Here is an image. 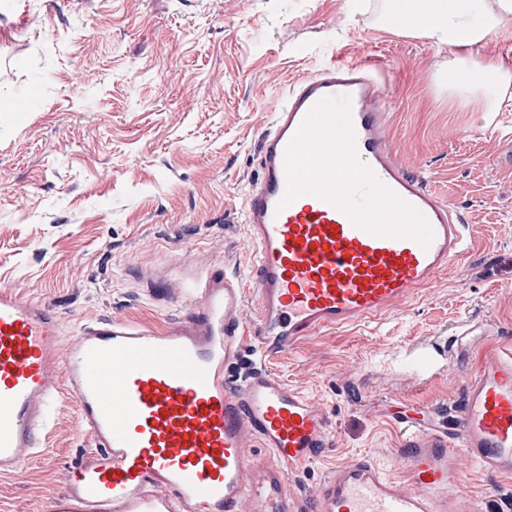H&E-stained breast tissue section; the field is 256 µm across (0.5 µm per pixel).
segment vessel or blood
Wrapping results in <instances>:
<instances>
[{"mask_svg": "<svg viewBox=\"0 0 512 512\" xmlns=\"http://www.w3.org/2000/svg\"><path fill=\"white\" fill-rule=\"evenodd\" d=\"M382 85L372 65L334 59L286 93L244 210L250 276L187 261L140 273L159 301L171 273L185 280L194 310L178 322L107 318L68 340L50 306L0 287V476L41 453L51 411L67 397L95 444L51 512H466L461 459L512 479V346H490L464 379L457 434L409 425L399 450L408 481L367 458L338 464L312 490L294 481L329 448L330 421L267 360L394 310L468 249L458 211L382 138ZM325 96L350 98L359 159L428 219V245L372 234L312 195L281 206L287 145Z\"/></svg>", "mask_w": 512, "mask_h": 512, "instance_id": "vessel-or-blood-1", "label": "vessel or blood"}]
</instances>
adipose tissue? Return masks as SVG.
I'll return each instance as SVG.
<instances>
[{
  "instance_id": "ef3b65f1",
  "label": "adipose tissue",
  "mask_w": 512,
  "mask_h": 512,
  "mask_svg": "<svg viewBox=\"0 0 512 512\" xmlns=\"http://www.w3.org/2000/svg\"><path fill=\"white\" fill-rule=\"evenodd\" d=\"M386 22L449 49L448 86L461 108L498 111L500 91L512 86V65L474 51L512 22V0H390Z\"/></svg>"
}]
</instances>
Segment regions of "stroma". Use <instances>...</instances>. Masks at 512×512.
<instances>
[{
    "instance_id": "obj_1",
    "label": "stroma",
    "mask_w": 512,
    "mask_h": 512,
    "mask_svg": "<svg viewBox=\"0 0 512 512\" xmlns=\"http://www.w3.org/2000/svg\"><path fill=\"white\" fill-rule=\"evenodd\" d=\"M0 0V286L50 304L66 336L99 318L168 325L139 268L183 259L247 275L243 209L286 92L330 57L383 71L382 135L461 214L470 253L384 319L301 339L268 367L312 398L331 446L299 476L372 456L402 478L399 418L439 423L472 369L454 336L512 333V88L499 124L458 112L447 49L384 24L388 0ZM438 351L426 377L407 355ZM93 437L74 402L45 450L0 476V512H49ZM460 494L506 512L512 487L463 462Z\"/></svg>"
}]
</instances>
